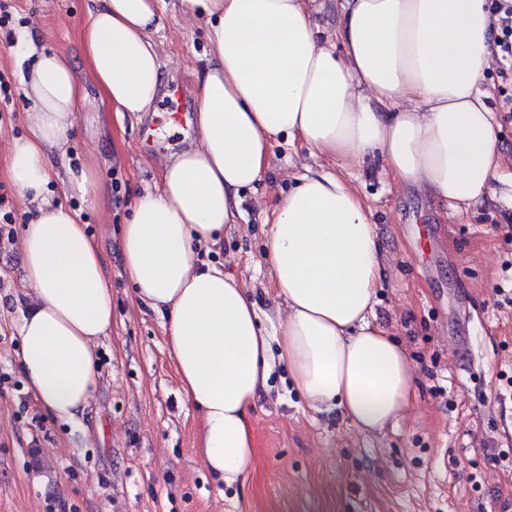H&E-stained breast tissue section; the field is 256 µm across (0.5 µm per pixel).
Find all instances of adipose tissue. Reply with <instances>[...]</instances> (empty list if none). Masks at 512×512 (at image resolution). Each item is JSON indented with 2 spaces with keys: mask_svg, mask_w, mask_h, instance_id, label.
Returning a JSON list of instances; mask_svg holds the SVG:
<instances>
[{
  "mask_svg": "<svg viewBox=\"0 0 512 512\" xmlns=\"http://www.w3.org/2000/svg\"><path fill=\"white\" fill-rule=\"evenodd\" d=\"M80 32L87 72L118 113L149 110L162 60L150 40L161 0H92ZM201 19L209 63L195 86L198 144L160 164L122 230L137 304L166 316L181 389L198 408L197 452L219 484L251 469V409L277 365L316 413L360 432L398 424L415 391L404 346L377 322L386 257L356 190L305 169L263 213L269 277L285 305L262 313L239 278L197 263L243 218L242 193L266 180L279 137L347 164L374 156L397 184L469 206L504 180L500 139L482 84L494 60L487 0H343L320 39L317 0H180ZM32 135L10 148L7 177L34 204L20 231L31 307L21 364L48 412L72 418L97 384V345L112 329L100 252L75 212L44 196L87 94L68 60L37 53L22 72Z\"/></svg>",
  "mask_w": 512,
  "mask_h": 512,
  "instance_id": "obj_1",
  "label": "adipose tissue"
}]
</instances>
